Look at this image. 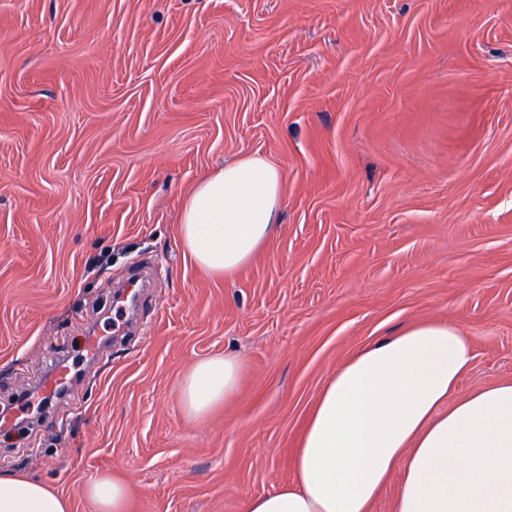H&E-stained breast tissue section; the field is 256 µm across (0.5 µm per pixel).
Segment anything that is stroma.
<instances>
[{"label": "stroma", "instance_id": "obj_1", "mask_svg": "<svg viewBox=\"0 0 512 512\" xmlns=\"http://www.w3.org/2000/svg\"><path fill=\"white\" fill-rule=\"evenodd\" d=\"M255 151L279 227L227 280L179 213ZM423 321L473 346L456 396L512 381V0H0L1 474L71 512L101 474L126 512H246L336 367ZM224 354L236 391L189 419L185 374Z\"/></svg>", "mask_w": 512, "mask_h": 512}]
</instances>
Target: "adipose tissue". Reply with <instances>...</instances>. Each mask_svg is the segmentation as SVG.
Segmentation results:
<instances>
[{"label": "adipose tissue", "mask_w": 512, "mask_h": 512, "mask_svg": "<svg viewBox=\"0 0 512 512\" xmlns=\"http://www.w3.org/2000/svg\"><path fill=\"white\" fill-rule=\"evenodd\" d=\"M283 172L256 151L202 177L183 201V248L207 271L232 278L271 237ZM469 339L454 326L421 322L343 362L314 405L294 477L252 497L246 512H368L399 472L395 512H512V381L462 397ZM232 356L197 362L181 401L205 418L238 384ZM97 512H125L123 482L100 475L83 487ZM0 512H70L62 494L26 476L0 474Z\"/></svg>", "instance_id": "1"}]
</instances>
